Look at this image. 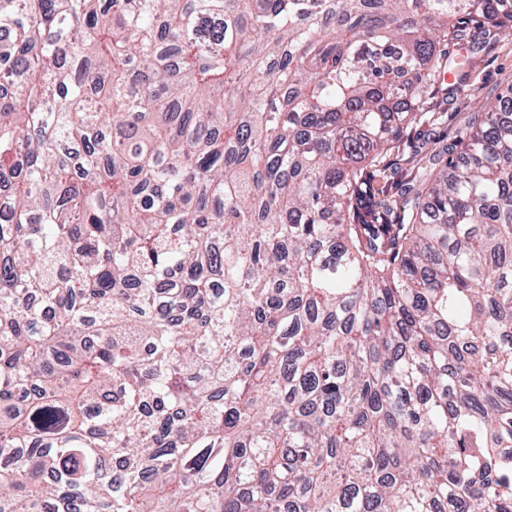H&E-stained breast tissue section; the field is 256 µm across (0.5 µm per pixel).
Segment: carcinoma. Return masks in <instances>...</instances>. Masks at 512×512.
I'll return each mask as SVG.
<instances>
[{"label": "carcinoma", "mask_w": 512, "mask_h": 512, "mask_svg": "<svg viewBox=\"0 0 512 512\" xmlns=\"http://www.w3.org/2000/svg\"><path fill=\"white\" fill-rule=\"evenodd\" d=\"M506 14L0 0V512H512ZM461 53L465 58L468 56L469 69L466 70L471 73L465 87L448 95V99L445 96L435 98L431 105L432 112H446L441 113L445 121L433 126L407 128L403 144L423 136L436 143L433 148L453 141L471 122L483 99L494 98L512 86V35L500 33L497 39L483 44L478 50ZM390 160L391 163H394L392 166V172H394V174H390V171H387L388 179L384 181L388 180L386 186L389 193L396 194V199H398L397 192L405 179L409 177L412 167V162H410L409 159V149L406 147L404 153L400 151L399 155L391 156Z\"/></svg>", "instance_id": "1"}]
</instances>
